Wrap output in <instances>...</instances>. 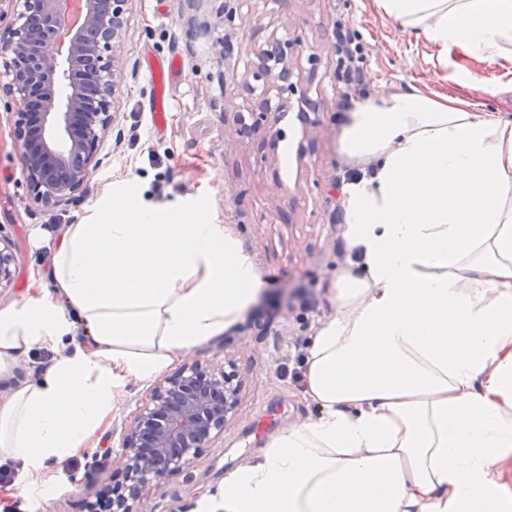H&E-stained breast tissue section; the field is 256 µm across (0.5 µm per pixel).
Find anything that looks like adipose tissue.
I'll return each mask as SVG.
<instances>
[{
    "label": "adipose tissue",
    "mask_w": 512,
    "mask_h": 512,
    "mask_svg": "<svg viewBox=\"0 0 512 512\" xmlns=\"http://www.w3.org/2000/svg\"><path fill=\"white\" fill-rule=\"evenodd\" d=\"M430 44L512 64V0H374ZM340 153L369 175L343 184L356 263L328 290L335 313L308 349L318 413L270 435L194 512H512V119L415 85L358 101ZM113 189L70 225L47 294L0 305V379L74 337L40 380L0 403V458L20 495L87 450L130 384L223 333L255 301V260L202 208Z\"/></svg>",
    "instance_id": "ef3b65f1"
}]
</instances>
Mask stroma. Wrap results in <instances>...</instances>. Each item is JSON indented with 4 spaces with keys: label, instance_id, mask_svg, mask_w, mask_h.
<instances>
[{
    "label": "stroma",
    "instance_id": "1",
    "mask_svg": "<svg viewBox=\"0 0 512 512\" xmlns=\"http://www.w3.org/2000/svg\"><path fill=\"white\" fill-rule=\"evenodd\" d=\"M224 3L231 17L219 13ZM342 22L362 36L368 94L415 81L512 116V68L492 60L437 65L432 48L379 15L373 0H133L123 45L127 77L100 146L103 163L69 201L42 203L29 186L16 139L19 107L4 92L10 75L0 62V244L14 256L1 301L54 292L53 255L65 230L92 223L113 185L127 180L148 204L204 202L210 221L229 225L254 256L264 285L223 334L193 347L163 376L132 384L88 450L50 464L57 486L45 499L1 487L0 505L9 512H85L87 502L124 485L125 472L113 458L131 415L164 378L194 362L206 370L233 365L244 385L238 410L188 468L137 502V512H193L202 495L220 490L225 470L254 455L269 435L316 416L304 393L307 347L333 312L327 290L348 259L343 227L334 220L336 178L350 168L337 151L341 69L337 55L320 50L335 42ZM292 30L307 39V53L294 65L315 107L311 121L301 119L303 106L295 102L276 126L235 136L238 116L253 103L245 86L256 51ZM219 41L231 46L221 61L214 56ZM316 51L321 60L313 67L306 56ZM174 56L184 68L167 88L169 110L158 129L149 112L156 93L150 65ZM73 347L66 340L55 350L31 351L0 381V401L35 383L57 352Z\"/></svg>",
    "mask_w": 512,
    "mask_h": 512
}]
</instances>
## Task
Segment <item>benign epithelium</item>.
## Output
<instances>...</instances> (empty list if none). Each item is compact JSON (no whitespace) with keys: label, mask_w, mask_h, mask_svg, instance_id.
Returning <instances> with one entry per match:
<instances>
[{"label":"benign epithelium","mask_w":512,"mask_h":512,"mask_svg":"<svg viewBox=\"0 0 512 512\" xmlns=\"http://www.w3.org/2000/svg\"><path fill=\"white\" fill-rule=\"evenodd\" d=\"M20 6L0 38L9 56L5 93L22 108L17 127L27 177L38 201L66 202L102 164L100 144L120 107L125 79L122 55L132 0H84L85 23H64L63 0H13ZM304 37L274 40L261 50L249 93L276 83L278 101L263 96L240 118L238 136L279 121L299 93L292 60ZM241 382L235 375L195 364L156 387L135 413L118 455L129 474L128 495L112 500V512H136L133 503L172 472L186 468L224 431L235 412Z\"/></svg>","instance_id":"benign-epithelium-1"}]
</instances>
